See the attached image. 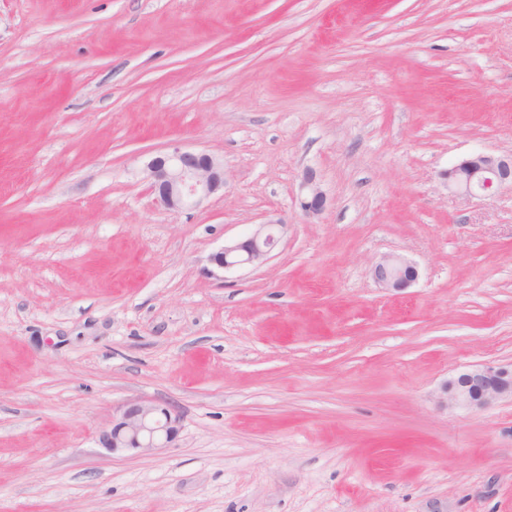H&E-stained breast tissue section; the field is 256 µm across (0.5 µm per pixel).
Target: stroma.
<instances>
[{
	"instance_id": "obj_1",
	"label": "stroma",
	"mask_w": 512,
	"mask_h": 512,
	"mask_svg": "<svg viewBox=\"0 0 512 512\" xmlns=\"http://www.w3.org/2000/svg\"><path fill=\"white\" fill-rule=\"evenodd\" d=\"M176 147L226 183L172 214ZM476 152H512V0H0V512H512V400L441 398L512 363V191L442 177ZM136 399L177 440L101 448ZM156 202L171 213L202 204L224 190V162L206 152L175 148L147 164ZM300 191V207L304 214L309 218L319 217L326 208V196L312 169H306L303 172ZM257 226L245 238L211 254V264L217 269L228 270L265 261L277 244L280 229L286 225L280 220H270ZM371 273L374 281L388 291L408 288L419 277L415 263L394 254L381 257L373 264Z\"/></svg>"
}]
</instances>
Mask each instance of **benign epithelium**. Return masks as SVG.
Here are the masks:
<instances>
[{
    "label": "benign epithelium",
    "mask_w": 512,
    "mask_h": 512,
    "mask_svg": "<svg viewBox=\"0 0 512 512\" xmlns=\"http://www.w3.org/2000/svg\"><path fill=\"white\" fill-rule=\"evenodd\" d=\"M147 175L156 202L171 213L197 207L224 189V162L206 152L176 148L151 159ZM444 178L452 192L490 198L502 188L512 189V154L473 153L449 168ZM300 191L304 214L309 218L320 216L326 208V196L313 170L303 172ZM283 227L279 220L260 224L245 238L211 254L210 262L221 270L261 263L275 248ZM371 273L374 281L388 291H401L419 277L415 263L394 254L381 257ZM442 393L451 405L484 408L499 399L512 398V368H473L446 381ZM179 431L180 417L173 410L149 401H131L120 407L112 427L101 433L99 442L112 453H146L167 447Z\"/></svg>",
    "instance_id": "obj_1"
}]
</instances>
